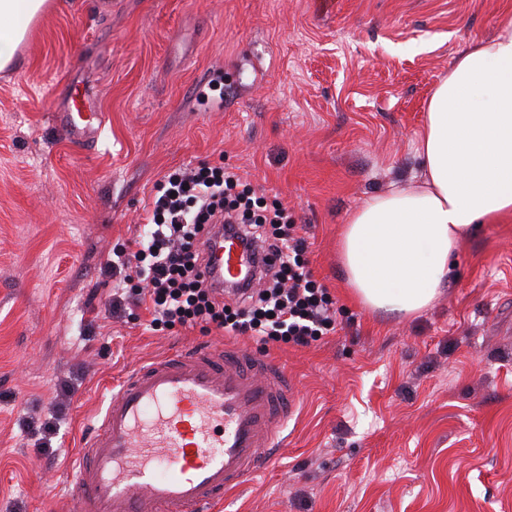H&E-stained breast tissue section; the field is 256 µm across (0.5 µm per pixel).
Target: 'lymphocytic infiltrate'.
Segmentation results:
<instances>
[{"label":"lymphocytic infiltrate","mask_w":512,"mask_h":512,"mask_svg":"<svg viewBox=\"0 0 512 512\" xmlns=\"http://www.w3.org/2000/svg\"><path fill=\"white\" fill-rule=\"evenodd\" d=\"M152 213L134 247L113 250L112 288L141 282L151 330L201 323L262 343L307 346L334 330V301L310 269L307 241L282 202L245 187L226 166L176 169L155 186ZM237 230L262 254L253 286L224 299L203 280L215 225Z\"/></svg>","instance_id":"f902f5d3"}]
</instances>
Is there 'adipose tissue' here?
I'll list each match as a JSON object with an SVG mask.
<instances>
[{"mask_svg":"<svg viewBox=\"0 0 512 512\" xmlns=\"http://www.w3.org/2000/svg\"><path fill=\"white\" fill-rule=\"evenodd\" d=\"M47 0H0V71ZM421 182L372 197L340 241L346 284L373 311L411 315L448 282V264L480 224L512 217V14L462 52L428 104Z\"/></svg>","mask_w":512,"mask_h":512,"instance_id":"1","label":"adipose tissue"}]
</instances>
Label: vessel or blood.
<instances>
[{
	"mask_svg": "<svg viewBox=\"0 0 512 512\" xmlns=\"http://www.w3.org/2000/svg\"><path fill=\"white\" fill-rule=\"evenodd\" d=\"M58 129L95 146L103 114L80 87L57 99ZM259 254L213 236L206 282L243 286ZM294 387L271 356L234 343L189 344L133 370L72 459L73 512H210L279 453Z\"/></svg>",
	"mask_w": 512,
	"mask_h": 512,
	"instance_id": "obj_1",
	"label": "vessel or blood"
}]
</instances>
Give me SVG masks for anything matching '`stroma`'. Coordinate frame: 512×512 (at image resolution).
Instances as JSON below:
<instances>
[{"label": "stroma", "mask_w": 512, "mask_h": 512, "mask_svg": "<svg viewBox=\"0 0 512 512\" xmlns=\"http://www.w3.org/2000/svg\"><path fill=\"white\" fill-rule=\"evenodd\" d=\"M100 2L48 0L0 72V512H61L113 384L228 341L150 330L134 295L113 307L106 272L155 184L203 163L288 206L338 309L306 347L239 337L297 405L282 454L218 512H512V219L479 225L410 317L355 302L336 262L350 212L420 178L430 96L512 0ZM70 82L105 114L88 150L54 127Z\"/></svg>", "instance_id": "stroma-1"}]
</instances>
